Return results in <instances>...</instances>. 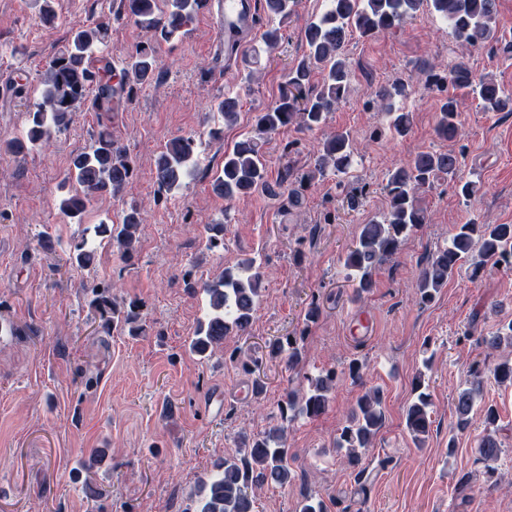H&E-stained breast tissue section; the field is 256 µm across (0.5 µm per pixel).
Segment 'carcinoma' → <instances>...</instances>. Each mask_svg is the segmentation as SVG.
Returning a JSON list of instances; mask_svg holds the SVG:
<instances>
[{"label": "carcinoma", "instance_id": "cac0c4a2", "mask_svg": "<svg viewBox=\"0 0 512 512\" xmlns=\"http://www.w3.org/2000/svg\"><path fill=\"white\" fill-rule=\"evenodd\" d=\"M124 15L147 31L169 38L193 22L205 0H122ZM295 0H265V11L274 23L263 34L264 45L276 47L282 39L281 24L294 11ZM427 7L448 22L454 37L470 46H484L499 41L496 24V0H330L328 10L307 19L302 29L305 46L301 59L289 69L278 101L257 115L255 135L237 142L224 153L222 174L213 181L214 193L227 202L268 188V170L262 152L267 136L283 127L294 125L302 131L322 127L328 113L345 97L349 88V71L345 47L353 33L363 38L398 28L407 18ZM109 36L108 25L95 22L71 34L64 48L48 61L41 78L40 98L28 112L29 123L22 136L0 141V156H19L48 143L56 133L66 131L73 122L77 105L88 94H95L98 112H118L137 91L160 78V67L154 45L140 42L132 49L120 70L109 60L100 66L91 62L90 50L104 43ZM324 72L321 84H310L312 73ZM426 82L448 86V93L439 109L436 133L452 142L460 137L458 94H472L486 112H512V92L487 77H476L466 58L457 60L447 75L424 71ZM409 95V86L394 83L379 89L375 101L389 107L393 99ZM241 108L237 97L226 96L217 103L224 122L235 121ZM411 125L408 112L393 113L391 128L400 137L407 135ZM353 139L347 131H337L322 142L309 176L344 173L350 165ZM195 140L191 137L170 139L155 161V177L159 188L171 192L182 185L194 167ZM460 155L453 150L420 151L406 164L389 171L386 190L387 210L372 217L342 258L346 278L353 283L354 298L360 299L372 288L375 268L393 256L402 240L414 229L427 223L426 210L416 198L417 190L430 186L441 175L455 183L466 197L476 192V185L458 178ZM68 179L75 185V194L62 200L60 210L69 217L83 214L87 204L96 197L120 199L131 190L134 165L129 151L112 134L103 132L88 148L71 157ZM143 218L139 208L131 204L122 210L118 223L97 224L94 234L112 242L120 258L129 260L139 249V230ZM95 250L83 241L71 260L84 268L94 263ZM496 264L512 261V224H479L469 219L457 225L448 247L437 251L420 272L417 294L420 303L434 300L448 279L462 269L478 274L488 261ZM263 272L251 259L234 267L224 268L219 280L206 282L203 291L209 296L211 313L199 323L191 349L200 356L224 345V336L236 330L243 334L251 324L262 296ZM91 305L99 313L104 330L121 328L135 336L142 330L143 314L136 302L119 305L109 287L91 290ZM305 336H279L266 345L267 356L276 359L288 355V365L302 357ZM490 350L506 345L512 349V321L499 326L483 338ZM336 371L323 370L309 379L307 390H293L278 406L280 423L261 435L241 436L238 454L224 458L217 472L198 490L195 512H253L248 489L257 485L284 486L293 479L291 455L286 448V422L298 416L316 417L329 403L336 387ZM415 399L405 411V428L418 447H423L431 429L430 396L425 374L415 377ZM483 390V376L473 371L466 387L456 393L454 408L456 428L466 429L470 414ZM383 392L371 388L358 395L346 424L336 437L335 448L345 451L346 462L362 479V456L372 446L383 426ZM485 434L478 443L479 460L491 464L503 453L502 443L491 426L497 420L496 410L484 411Z\"/></svg>", "mask_w": 512, "mask_h": 512}]
</instances>
